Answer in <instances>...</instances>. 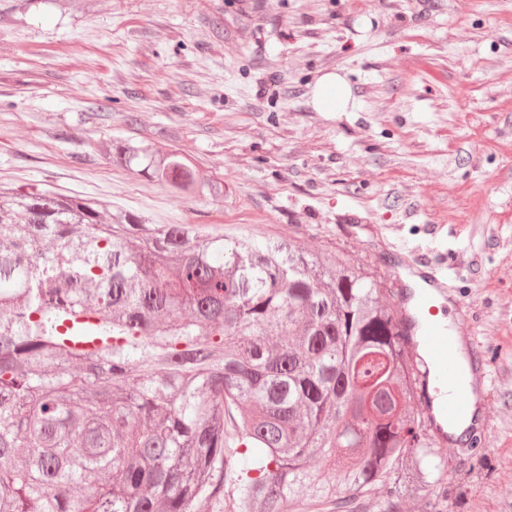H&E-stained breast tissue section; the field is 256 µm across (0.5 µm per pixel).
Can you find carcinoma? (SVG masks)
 Instances as JSON below:
<instances>
[{
	"label": "carcinoma",
	"instance_id": "1",
	"mask_svg": "<svg viewBox=\"0 0 512 512\" xmlns=\"http://www.w3.org/2000/svg\"><path fill=\"white\" fill-rule=\"evenodd\" d=\"M185 197L179 154L109 147ZM0 512H388L425 496L426 364L375 270L255 225L0 188Z\"/></svg>",
	"mask_w": 512,
	"mask_h": 512
}]
</instances>
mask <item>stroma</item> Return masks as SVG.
Returning <instances> with one entry per match:
<instances>
[{"mask_svg": "<svg viewBox=\"0 0 512 512\" xmlns=\"http://www.w3.org/2000/svg\"><path fill=\"white\" fill-rule=\"evenodd\" d=\"M326 74L352 111L314 109ZM127 141L177 151L223 195L113 165ZM0 186L147 224H256L394 290L409 248L455 267L494 420L436 447L438 483L398 510L512 512V0H0Z\"/></svg>", "mask_w": 512, "mask_h": 512, "instance_id": "35a3bbf8", "label": "stroma"}]
</instances>
